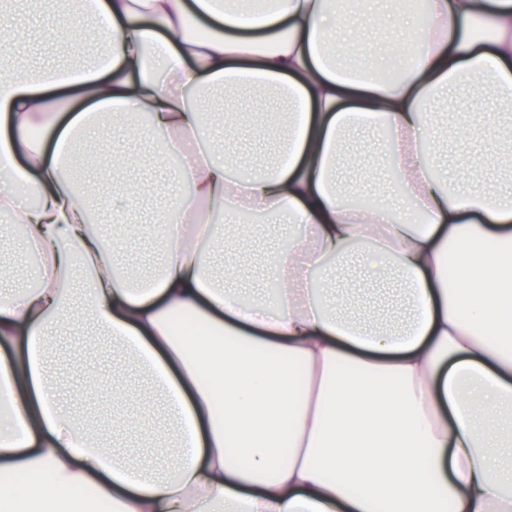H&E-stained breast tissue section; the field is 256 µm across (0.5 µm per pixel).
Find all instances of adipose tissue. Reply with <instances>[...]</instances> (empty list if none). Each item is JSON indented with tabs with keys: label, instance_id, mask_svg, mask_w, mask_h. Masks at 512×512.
Wrapping results in <instances>:
<instances>
[{
	"label": "adipose tissue",
	"instance_id": "adipose-tissue-1",
	"mask_svg": "<svg viewBox=\"0 0 512 512\" xmlns=\"http://www.w3.org/2000/svg\"><path fill=\"white\" fill-rule=\"evenodd\" d=\"M83 7L96 26L67 43L102 37L99 62L32 78L0 59V212L41 261L39 288L0 289V512H77L82 491L110 512H512V353L497 344L512 335V192L480 176L512 167V118L465 100L456 133L474 155L459 184L435 163L430 111L478 85L512 102V0H429L424 21L375 30L415 48L391 82L335 62L364 48L347 25L366 0H273L256 18L223 0ZM223 86L283 96L255 123L279 140L273 163L221 159L201 99ZM105 118L157 137L190 183L147 280L119 270L64 175L77 135ZM362 129L400 173L398 207H356L339 186L342 145ZM129 163L113 149L104 205L130 235ZM244 213L304 228L268 255L274 287L248 296L229 286L242 267L210 261ZM355 256L399 285L398 313L352 311L360 286L336 278ZM80 316L163 398L159 458L130 450L119 381L91 383L112 399L109 444L59 402L47 336Z\"/></svg>",
	"mask_w": 512,
	"mask_h": 512
}]
</instances>
